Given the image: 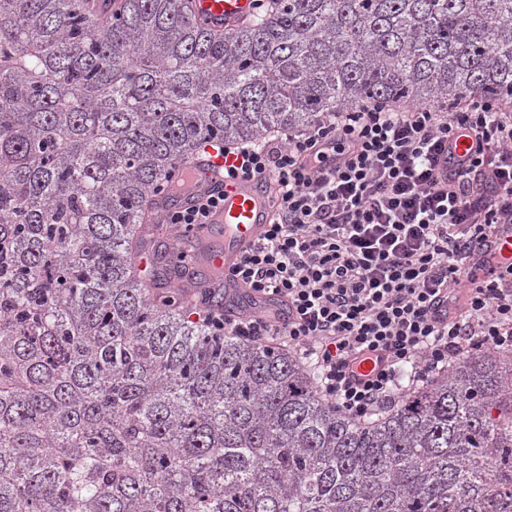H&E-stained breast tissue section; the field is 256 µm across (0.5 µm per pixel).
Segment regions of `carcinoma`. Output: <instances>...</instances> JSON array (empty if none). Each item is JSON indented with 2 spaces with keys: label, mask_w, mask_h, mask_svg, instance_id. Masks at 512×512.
Masks as SVG:
<instances>
[{
  "label": "carcinoma",
  "mask_w": 512,
  "mask_h": 512,
  "mask_svg": "<svg viewBox=\"0 0 512 512\" xmlns=\"http://www.w3.org/2000/svg\"><path fill=\"white\" fill-rule=\"evenodd\" d=\"M512 100V0H0V512H512V351L367 419L288 351L189 320L134 268L211 144L369 98ZM263 0H192L194 13L204 17L217 30L229 29L249 21L256 9L263 6Z\"/></svg>",
  "instance_id": "carcinoma-1"
}]
</instances>
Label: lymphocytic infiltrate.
I'll list each match as a JSON object with an SVG mask.
<instances>
[{
	"label": "lymphocytic infiltrate",
	"mask_w": 512,
	"mask_h": 512,
	"mask_svg": "<svg viewBox=\"0 0 512 512\" xmlns=\"http://www.w3.org/2000/svg\"><path fill=\"white\" fill-rule=\"evenodd\" d=\"M224 151L237 158L227 177L276 188L272 223L233 272L276 305L234 320L211 308L210 326L292 349L325 400L359 419L464 345L512 349V264L483 279L471 267L496 227L512 226L511 109L371 100ZM376 351L385 364L355 381L352 360Z\"/></svg>",
	"instance_id": "lymphocytic-infiltrate-1"
}]
</instances>
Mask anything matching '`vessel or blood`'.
<instances>
[{"mask_svg": "<svg viewBox=\"0 0 512 512\" xmlns=\"http://www.w3.org/2000/svg\"><path fill=\"white\" fill-rule=\"evenodd\" d=\"M191 5L196 15L204 17L217 30L248 21L255 12L254 0H192ZM234 161V155L226 156L217 149L207 148L205 156L181 164L180 182L152 200L154 211L163 214L187 209L207 193L223 196V204L211 215L208 224L198 229L195 250L185 251L176 238L171 240L169 248L172 255L183 257L201 288L224 290L230 298L240 294L241 289L233 282L224 281V274L258 240L275 212L273 185L269 179L225 178V167ZM480 253L493 257L499 264L512 262V228H498L485 240Z\"/></svg>", "mask_w": 512, "mask_h": 512, "instance_id": "obj_1", "label": "vessel or blood"}]
</instances>
